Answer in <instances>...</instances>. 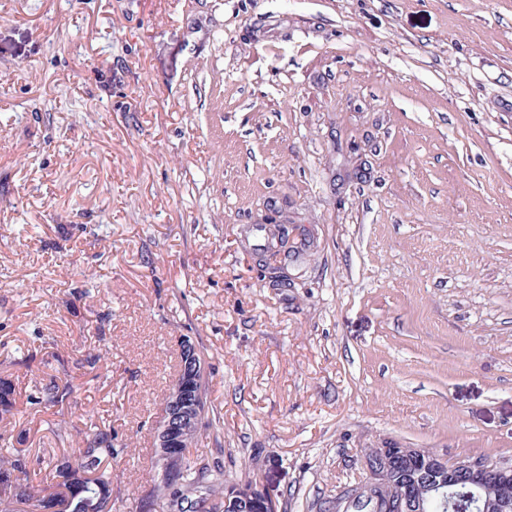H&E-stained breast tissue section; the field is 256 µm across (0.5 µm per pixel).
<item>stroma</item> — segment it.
Listing matches in <instances>:
<instances>
[{
  "instance_id": "35a3bbf8",
  "label": "stroma",
  "mask_w": 512,
  "mask_h": 512,
  "mask_svg": "<svg viewBox=\"0 0 512 512\" xmlns=\"http://www.w3.org/2000/svg\"><path fill=\"white\" fill-rule=\"evenodd\" d=\"M285 220L282 288L254 233ZM186 336L192 457L275 512L365 448L512 464V0H0V432L111 428L135 512ZM74 386L68 380L59 383L56 377H51L48 382H39L36 390L31 395L32 405L43 406L45 409L59 408L57 413L62 412L65 407L72 404Z\"/></svg>"
}]
</instances>
